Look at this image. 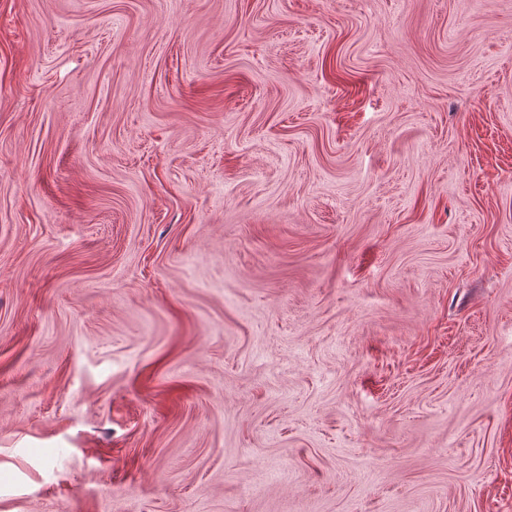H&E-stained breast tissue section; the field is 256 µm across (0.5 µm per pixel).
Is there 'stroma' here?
Instances as JSON below:
<instances>
[{
  "label": "stroma",
  "mask_w": 512,
  "mask_h": 512,
  "mask_svg": "<svg viewBox=\"0 0 512 512\" xmlns=\"http://www.w3.org/2000/svg\"><path fill=\"white\" fill-rule=\"evenodd\" d=\"M0 512H512V0H0Z\"/></svg>",
  "instance_id": "stroma-1"
}]
</instances>
